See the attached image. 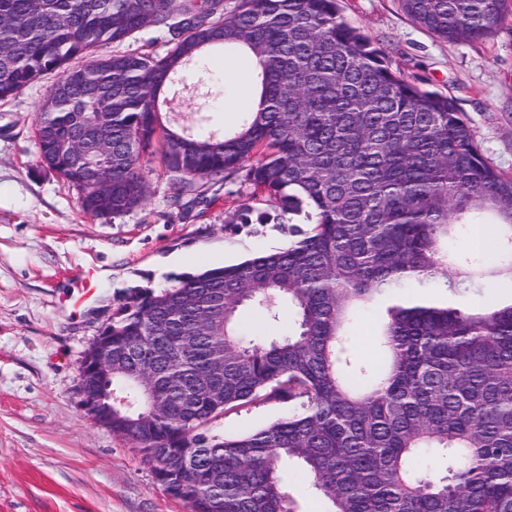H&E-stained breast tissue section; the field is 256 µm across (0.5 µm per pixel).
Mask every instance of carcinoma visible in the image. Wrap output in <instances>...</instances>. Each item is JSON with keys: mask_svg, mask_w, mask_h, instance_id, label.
I'll return each mask as SVG.
<instances>
[{"mask_svg": "<svg viewBox=\"0 0 512 512\" xmlns=\"http://www.w3.org/2000/svg\"><path fill=\"white\" fill-rule=\"evenodd\" d=\"M401 2L448 42L488 37L512 5ZM148 27L169 34L165 55L77 64ZM214 47L255 62L256 106L235 131L166 126L161 92L189 73L207 84ZM52 72L38 157L84 212L141 206L158 153L190 187L239 182L288 216L286 247L137 287L112 317V434L188 512H298L284 460L330 512H512V300L478 302L512 282V179L447 97L397 75L337 0H0V100ZM483 214L491 246L450 249ZM247 305L274 324L289 310L292 325L247 342ZM367 307L382 314L378 367L350 346ZM270 397L300 410L254 433L202 432ZM424 453L438 462L425 476Z\"/></svg>", "mask_w": 512, "mask_h": 512, "instance_id": "1", "label": "carcinoma"}]
</instances>
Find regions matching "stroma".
Returning <instances> with one entry per match:
<instances>
[{
	"label": "stroma",
	"instance_id": "obj_1",
	"mask_svg": "<svg viewBox=\"0 0 512 512\" xmlns=\"http://www.w3.org/2000/svg\"><path fill=\"white\" fill-rule=\"evenodd\" d=\"M345 19L385 54L392 69L452 99L487 162L512 178V11L477 41L446 42L415 23L401 0H339ZM236 61L217 55L214 81L164 91L168 120L197 110L208 129L231 130L241 112L221 98ZM54 75L0 101V512H188L155 477L142 453L97 425L81 408L85 350L132 286L240 262L288 242L287 225L259 223L237 184L196 181L204 213L171 207L184 184L160 158L145 168L150 194L116 218L85 215L76 191L41 167L34 127ZM192 265L180 263L182 255ZM109 271L80 305L70 297L85 270ZM296 402L257 400L218 417L211 435L258 431Z\"/></svg>",
	"mask_w": 512,
	"mask_h": 512
}]
</instances>
